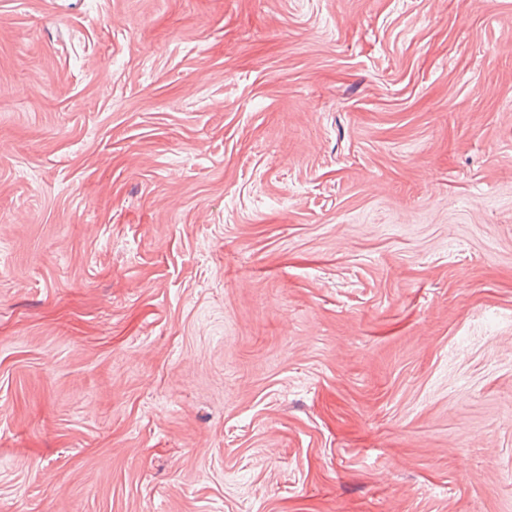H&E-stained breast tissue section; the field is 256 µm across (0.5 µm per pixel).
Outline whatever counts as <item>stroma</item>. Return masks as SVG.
<instances>
[{
	"mask_svg": "<svg viewBox=\"0 0 512 512\" xmlns=\"http://www.w3.org/2000/svg\"><path fill=\"white\" fill-rule=\"evenodd\" d=\"M0 512H512V0H0Z\"/></svg>",
	"mask_w": 512,
	"mask_h": 512,
	"instance_id": "stroma-1",
	"label": "stroma"
}]
</instances>
